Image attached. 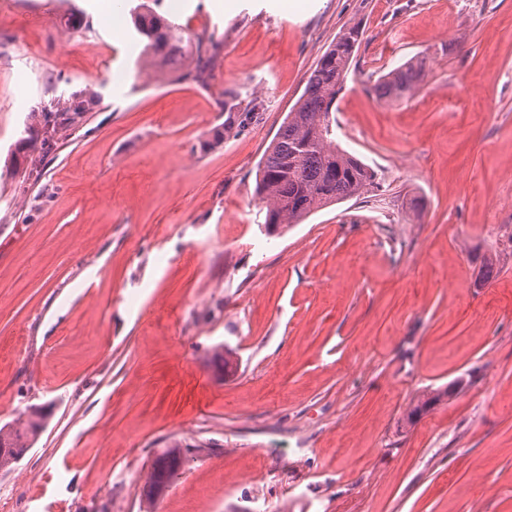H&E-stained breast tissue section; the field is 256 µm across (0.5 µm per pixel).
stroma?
<instances>
[{
  "label": "stroma",
  "instance_id": "stroma-1",
  "mask_svg": "<svg viewBox=\"0 0 512 512\" xmlns=\"http://www.w3.org/2000/svg\"><path fill=\"white\" fill-rule=\"evenodd\" d=\"M35 2L0 0V426L45 418L0 512H144L176 440L155 512H512V0H162L212 48L203 83L144 68L140 0ZM353 24L336 140L376 183L267 234L258 164ZM415 56V94L379 101ZM230 93L263 110L202 149ZM75 94L12 179L28 114ZM425 77L424 61L410 58L381 75L372 90L379 101L399 102L412 97ZM85 106L83 101L77 97H72L67 101H57L55 109L51 112H32L28 117V123L24 128L26 137L18 140L16 150L14 152V174H21V163L19 161L20 154L23 153L25 161L34 166V152L39 151L42 157L53 152L59 140L69 131L72 127L82 122L85 114ZM39 144V147H37ZM32 153V155H31ZM31 155V156H30ZM28 165L24 171V176L30 177L32 169H29L27 174ZM182 448L191 447L190 444L183 446L182 442L176 441L153 461L146 482V500L150 505H153L158 498L157 484L162 471L166 468L170 459L180 455Z\"/></svg>",
  "mask_w": 512,
  "mask_h": 512
}]
</instances>
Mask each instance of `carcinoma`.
Instances as JSON below:
<instances>
[{
  "label": "carcinoma",
  "instance_id": "carcinoma-1",
  "mask_svg": "<svg viewBox=\"0 0 512 512\" xmlns=\"http://www.w3.org/2000/svg\"><path fill=\"white\" fill-rule=\"evenodd\" d=\"M135 33L146 41L144 59L157 67L184 58L190 43H195L196 70L181 73L202 81L213 66L209 45L203 39L185 37L183 28L142 2L131 10ZM363 30L353 24L343 29L336 42L324 53L306 82L295 106L265 151L259 165L256 195L264 203L265 228L273 233L281 226L299 224L313 213L343 201L359 198L375 183V173L359 158L336 143L331 112L336 93L341 89ZM426 77L425 63L410 58L381 75L373 86L377 99L394 103L414 95ZM237 96H229L228 122L212 131V138L202 143L207 149L224 140V133L244 128L257 120L255 109L238 111ZM85 106L78 98L57 102L51 112H32L17 142L13 172L21 173L19 158L34 163L32 153L45 156L53 152L59 140L72 127L82 122ZM496 262L489 257L481 266L475 286L481 288L496 276ZM448 396L437 391L420 400L408 412L418 417L431 405ZM43 413L31 408L16 421L0 427V469L10 468L26 448L30 447L42 428ZM183 444L174 442L152 463L146 482V500L154 504L157 484L168 461L179 456Z\"/></svg>",
  "mask_w": 512,
  "mask_h": 512
}]
</instances>
